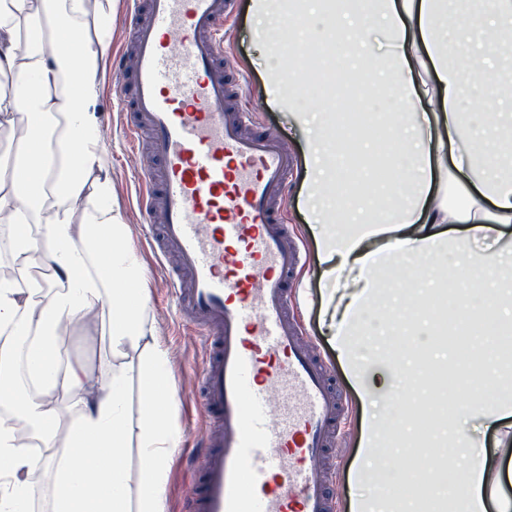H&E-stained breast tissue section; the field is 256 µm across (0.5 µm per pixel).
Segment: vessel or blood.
Returning a JSON list of instances; mask_svg holds the SVG:
<instances>
[{"mask_svg": "<svg viewBox=\"0 0 512 512\" xmlns=\"http://www.w3.org/2000/svg\"><path fill=\"white\" fill-rule=\"evenodd\" d=\"M234 0H132V52L112 55L132 143L147 139L138 207L169 266L178 317L205 344L206 416L187 512H336L322 460L342 403L288 315L304 263L279 196L296 156L248 134V80L224 82Z\"/></svg>", "mask_w": 512, "mask_h": 512, "instance_id": "b4317fda", "label": "vessel or blood"}]
</instances>
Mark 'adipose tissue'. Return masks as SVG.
Segmentation results:
<instances>
[{
	"instance_id": "1",
	"label": "adipose tissue",
	"mask_w": 512,
	"mask_h": 512,
	"mask_svg": "<svg viewBox=\"0 0 512 512\" xmlns=\"http://www.w3.org/2000/svg\"><path fill=\"white\" fill-rule=\"evenodd\" d=\"M258 19L274 20L278 38L293 40L313 17L326 27L319 42L330 49L319 74L295 68L267 74L279 107L294 112L310 136L305 181L307 206L316 216L321 276L333 288L323 310L336 356L358 392L398 400L392 380L419 379L420 356L405 343L384 356L381 378L369 377L372 357L363 338L370 314L387 312L404 335L427 325L430 335L467 328L486 389L482 401L458 402L486 427L512 417V88L504 89L498 60L506 52L498 32L512 33V0H478L473 10L452 11L448 0H250ZM95 14L110 20L103 0H0V129L21 126L24 153L11 177L0 180V222L12 231L14 275L0 279V332L24 327L34 337L25 353L28 372L41 379L40 401L21 402L16 363L0 352V400L12 405L0 418V512H27L29 451L21 435L31 429L42 442L53 480L52 512H165L163 490L179 435L167 423L173 381L165 350L148 349L140 373L144 405L140 473L130 484L125 468L127 378L112 370L107 385L89 388L81 370L60 369L58 336L64 321L88 313L106 320L113 347L140 345L148 333L141 269L126 245L127 227L112 207L109 159L97 102L106 47L88 39L83 25ZM86 45L73 57L69 42ZM480 63L481 84L470 83L463 63ZM359 92L376 88L394 105L380 130L390 153L365 137L349 151L338 145L335 112H310L300 104L321 76ZM498 93L496 111L475 117L467 101L476 88ZM396 165V180L382 182L372 169ZM98 170L95 198L81 223L71 214L84 199L87 175ZM464 225L448 237L441 225ZM491 238L492 253L474 252L472 241ZM454 250L460 288L443 291L431 261ZM46 268L53 287H30L35 267ZM394 271L409 289L401 303L380 306L378 274ZM69 397L73 418L60 430L57 393ZM430 448L449 446L465 460L461 479L447 481L438 497L405 496L411 470H382L380 479L357 481L367 491L351 495L350 512H512L501 497L495 464L508 444L496 438L475 445L452 421L426 435ZM107 472V481L97 478Z\"/></svg>"
}]
</instances>
